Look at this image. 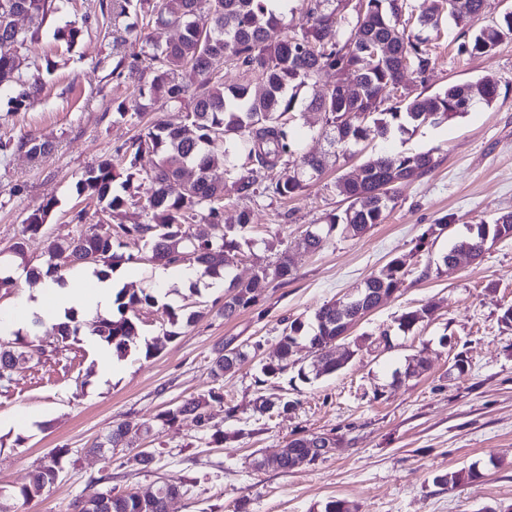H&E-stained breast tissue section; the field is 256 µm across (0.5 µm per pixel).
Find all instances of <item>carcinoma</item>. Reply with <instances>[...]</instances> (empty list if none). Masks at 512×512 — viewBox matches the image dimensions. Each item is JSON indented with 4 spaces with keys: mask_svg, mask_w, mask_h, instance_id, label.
<instances>
[{
    "mask_svg": "<svg viewBox=\"0 0 512 512\" xmlns=\"http://www.w3.org/2000/svg\"><path fill=\"white\" fill-rule=\"evenodd\" d=\"M62 0H0V78L13 77L19 91L10 98L16 107L33 99L41 90L40 78H27L18 69V51L39 41L46 19L61 11ZM289 0H112V9L120 13L134 12L141 16L142 26L173 25L179 29L176 41L155 45L141 57H136L117 77L135 84L137 98L121 101L116 112L125 116L144 108L141 100L161 101L185 109L187 122L176 127L160 121L132 139L124 151L128 168L122 186L128 188L141 175L151 182V195L145 209L149 211L146 224L112 222L69 239H52L45 260L51 273L83 266L80 252L91 248L101 253L100 263L109 267L115 258L112 235L133 237L149 246L151 261L161 265L181 262V255H195L193 265L200 274L228 281L224 295V318L257 302L267 288L269 279L290 275L288 257L261 267L248 280L229 275L226 253L236 249V232L252 223L251 212L239 211L237 225L220 233L201 238L187 230L198 215L205 214L212 228L221 224L224 213V193L230 187L243 197L259 194L271 197H290L299 193L307 181L319 178L324 165L313 155L301 152L295 132L290 126L291 113L298 109L320 114L319 135L333 149L336 159L352 155L351 147L365 138L363 123L370 121L386 137L393 131L404 132L408 127L441 123L464 114L478 105L492 106L499 95L501 80L485 74L476 84H453L434 94L412 97L405 91L403 80L407 73H426L431 65L425 48L423 32L436 29L443 16L456 24L467 26L479 15L484 0H466L464 15L443 12L445 0H434L421 11L416 24L419 33L407 32L408 19L400 18L401 11L410 14L415 6L396 5V0H366L361 10L349 0H302L306 25L288 32L282 22V9ZM24 15L29 26L16 30L15 17ZM81 30L69 24L58 27L53 35L67 46L75 45ZM465 40L459 50L473 56H487L505 39L512 38V12L503 13L498 20L473 33L462 31ZM229 62L242 69L243 82H224L221 65ZM189 69L199 77L194 87L174 79L180 70ZM339 72V83L345 88L323 84L329 70ZM153 74L145 80V73ZM258 164L268 170L282 168L263 189L254 187L248 165ZM435 166L429 152L397 156L378 154L369 157L359 169L361 180H336L338 195L348 205L338 214L328 217L329 229H340L355 237L363 229L381 224L387 212L397 204V186L426 175ZM119 174L110 160L85 171L77 183V192L104 203L102 212L112 219L126 204V199L114 193L113 184ZM54 203L46 202L35 210L23 225L22 234L41 231ZM512 239V211L498 216L493 223L480 222L477 232L455 245L482 255L487 238ZM407 271L393 259L368 276L361 288L372 292L388 289L404 282ZM118 311L128 307L157 305V297L149 292L139 294L120 290L116 296ZM434 309L425 305L402 313L398 327L409 331L418 323L433 316ZM58 326L59 353L71 337L86 326L91 333L118 353L128 350L138 336L135 322L125 315L112 319H97L85 323L66 314ZM346 331V321L336 317V303L323 305L314 317V329L308 331L302 321L295 319L285 326L278 340V363L263 366V372L274 375L293 362L296 348L305 344L311 360L299 369L304 378H318L340 370L333 350L336 337ZM40 351L32 341L17 338L0 344V380L10 379L11 370L28 361ZM250 345L239 344L222 349L213 361V376L219 378L244 363ZM223 394L212 391L209 399L191 398L157 416L159 424L174 423L179 417L191 415L203 430H210L207 407L209 402L221 403ZM255 408L260 412L273 409L288 411L289 402L276 397L259 396ZM136 435L128 425L117 423L91 450L123 448L132 444ZM313 436L295 438L287 443L278 468L294 469L296 458L311 451L306 443ZM64 449L52 453L50 459L36 466L27 482L18 487L15 497L29 503L41 497L58 480L60 460ZM478 472L454 471L440 475L436 483L454 487L464 480H474ZM180 492V486L161 482L152 496L142 498L134 492L112 495L110 512H166V501Z\"/></svg>",
    "mask_w": 512,
    "mask_h": 512,
    "instance_id": "carcinoma-1",
    "label": "carcinoma"
}]
</instances>
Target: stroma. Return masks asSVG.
<instances>
[{"instance_id": "obj_1", "label": "stroma", "mask_w": 512, "mask_h": 512, "mask_svg": "<svg viewBox=\"0 0 512 512\" xmlns=\"http://www.w3.org/2000/svg\"><path fill=\"white\" fill-rule=\"evenodd\" d=\"M99 3L68 0L53 18V25L80 28L74 46L47 33L21 51L24 61L51 68L37 98L16 110L8 102L14 88L0 86V264L13 274L12 286L0 288L2 309L33 290L24 268L44 267L48 239L73 237L97 223V202L76 193L82 174L116 158L117 148L152 122L186 121L185 111L159 103L141 115L116 113L117 102L133 93L132 84L114 74L117 61L175 40L178 31L153 25L146 41L116 42L117 30L135 17L101 14ZM456 34L454 23L443 21L441 37L426 44L429 70L409 75L406 84L412 93L431 94L493 72L501 87L492 106L385 139L368 129L345 162L317 136V115L309 112L296 118L294 129L304 152L323 156L319 179L290 198L227 192L225 223H235L244 208L253 217L227 255L230 274L249 279L283 254L291 263L288 278L270 280L255 305L227 320L221 313L224 287L203 281L194 292L171 285L159 297L160 308L126 309L139 327L138 343L115 359L106 379L99 337L80 330L57 355L55 324L33 319L27 337L44 345L45 355L19 365L10 382L0 384V419H29L25 428L0 429V492L11 497V512H72L76 500L95 493H146L163 481L182 487L169 512H236L242 499L247 512H324L332 499L349 502L354 512H512V323L502 319L512 305V240L488 244L481 257H462L451 269L443 262L471 225L512 211V39L491 55L469 56L458 52ZM28 135L50 144V152L32 157L19 149ZM380 152H428L435 167L403 184L384 223L363 237L335 230L320 251L302 247L308 226L344 209L337 178ZM49 201L54 207L42 231L22 235L30 214ZM78 210L85 213L80 225L71 221ZM18 241L20 257L12 251ZM114 250L122 267L138 274L127 290H152L156 265L143 242L120 237ZM395 258L408 271L399 292L346 338L351 344L385 332L391 350L362 346L336 374L306 381L298 376L299 366L310 361L303 348L287 371L263 376L262 365L278 361L277 340L287 324L312 322L323 304L343 299ZM165 304L179 315L177 324L163 314ZM426 304L435 308L432 318L407 332L398 329L401 313ZM230 341L257 351L235 372L214 378L212 362ZM416 357L423 358L424 371L406 376ZM458 358L466 360V373L453 370ZM213 390L224 395L223 403L209 407L224 443L212 442L192 417L183 416L132 447L91 449L116 423L134 429L155 423L164 411ZM261 394L286 396L294 407L256 413L253 401ZM309 434L334 435L335 453L289 472L254 468V459L274 456L289 440ZM59 448L58 481L32 503L12 498L28 473ZM144 448L154 461L140 470L131 458ZM472 467L480 473L477 480L453 489L436 482L439 475Z\"/></svg>"}]
</instances>
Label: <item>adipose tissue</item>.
Masks as SVG:
<instances>
[{
  "label": "adipose tissue",
  "mask_w": 512,
  "mask_h": 512,
  "mask_svg": "<svg viewBox=\"0 0 512 512\" xmlns=\"http://www.w3.org/2000/svg\"><path fill=\"white\" fill-rule=\"evenodd\" d=\"M112 279H92L90 273L75 269L64 281L45 277L34 296H21L11 308L0 309V333L27 326L34 317L53 319L69 308L107 310L112 303Z\"/></svg>",
  "instance_id": "obj_1"
}]
</instances>
